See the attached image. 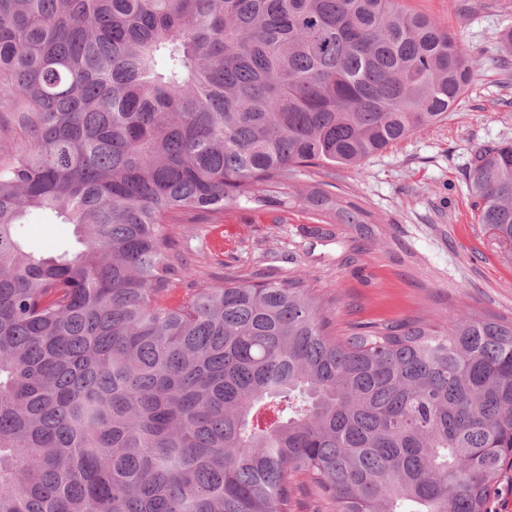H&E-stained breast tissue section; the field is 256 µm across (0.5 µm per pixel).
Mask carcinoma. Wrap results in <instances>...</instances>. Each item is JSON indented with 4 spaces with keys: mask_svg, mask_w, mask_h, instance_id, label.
Listing matches in <instances>:
<instances>
[{
    "mask_svg": "<svg viewBox=\"0 0 512 512\" xmlns=\"http://www.w3.org/2000/svg\"><path fill=\"white\" fill-rule=\"evenodd\" d=\"M463 41L400 0H0V512H489L512 460V320L329 331L299 279L182 301L166 224L269 203L442 121ZM512 262V144L474 152ZM343 224L362 212L321 188ZM34 211L82 248L27 251ZM31 141L17 126L2 122L0 126V162H7L15 150H29Z\"/></svg>",
    "mask_w": 512,
    "mask_h": 512,
    "instance_id": "cac0c4a2",
    "label": "carcinoma"
}]
</instances>
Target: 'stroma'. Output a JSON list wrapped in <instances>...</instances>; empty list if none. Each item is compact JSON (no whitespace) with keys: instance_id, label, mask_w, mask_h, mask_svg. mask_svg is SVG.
Here are the masks:
<instances>
[{"instance_id":"stroma-1","label":"stroma","mask_w":512,"mask_h":512,"mask_svg":"<svg viewBox=\"0 0 512 512\" xmlns=\"http://www.w3.org/2000/svg\"><path fill=\"white\" fill-rule=\"evenodd\" d=\"M456 33L476 66L459 104L442 122L357 166L308 167L294 189L312 185L365 213L339 224L299 202L229 206L213 219L174 224L191 272L176 292L232 274L253 280L295 278L328 307L331 328L446 316L512 318V263L473 220L466 175L475 150L512 141V54L500 35L512 27V0H402ZM37 254L78 248L73 225L32 213L18 230Z\"/></svg>"}]
</instances>
